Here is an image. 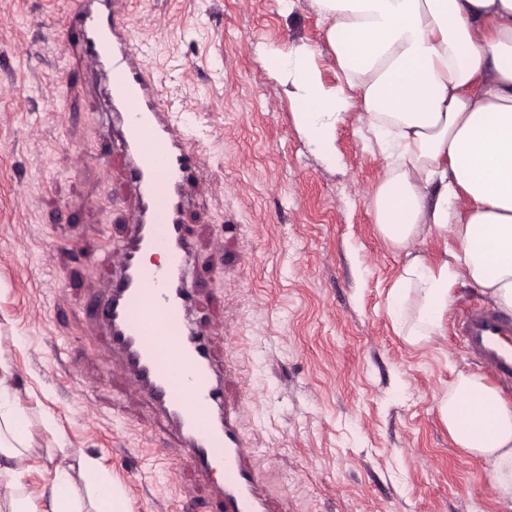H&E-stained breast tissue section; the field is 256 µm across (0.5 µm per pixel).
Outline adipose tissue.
Masks as SVG:
<instances>
[{
  "label": "adipose tissue",
  "instance_id": "1",
  "mask_svg": "<svg viewBox=\"0 0 512 512\" xmlns=\"http://www.w3.org/2000/svg\"><path fill=\"white\" fill-rule=\"evenodd\" d=\"M311 3L327 22L336 84L323 81L317 50L265 55L298 134L337 164V125L359 109L366 147L387 162L371 198L382 237L398 249L433 236L451 243L439 261L417 254L404 262L387 297L393 328L410 344L433 342L460 280L512 313V0ZM14 379L0 354V512H125L101 464L62 447L48 449L55 465L44 469L41 490L31 489L35 441ZM440 414L512 508V405L482 375L461 371Z\"/></svg>",
  "mask_w": 512,
  "mask_h": 512
}]
</instances>
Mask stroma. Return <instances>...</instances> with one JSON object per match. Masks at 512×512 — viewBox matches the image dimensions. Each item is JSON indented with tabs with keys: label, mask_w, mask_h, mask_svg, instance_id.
I'll use <instances>...</instances> for the list:
<instances>
[{
	"label": "stroma",
	"mask_w": 512,
	"mask_h": 512,
	"mask_svg": "<svg viewBox=\"0 0 512 512\" xmlns=\"http://www.w3.org/2000/svg\"><path fill=\"white\" fill-rule=\"evenodd\" d=\"M69 0H0V353L13 366L37 455L98 458L127 512H217L171 428L128 390L90 300L104 296L110 243L135 205L99 88L60 46ZM149 65L205 158L185 222L194 239L193 318L214 358L236 364L224 402L269 448L271 512H506L479 457L439 404L456 372L478 371L451 315L487 306L452 290L441 336L393 329L387 292L405 261L379 234L371 195L385 160L363 148L359 114L336 130L339 164L300 138L268 49L321 50L310 0H130ZM54 419L55 431L45 427Z\"/></svg>",
	"instance_id": "stroma-1"
}]
</instances>
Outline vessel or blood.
Masks as SVG:
<instances>
[{
    "instance_id": "1",
    "label": "vessel or blood",
    "mask_w": 512,
    "mask_h": 512,
    "mask_svg": "<svg viewBox=\"0 0 512 512\" xmlns=\"http://www.w3.org/2000/svg\"><path fill=\"white\" fill-rule=\"evenodd\" d=\"M62 41L81 48L84 83L102 88L138 203L95 318L123 358L130 391L178 431L184 461L213 484L223 512H269L261 451L242 439L240 410L225 409L227 372L215 363L205 329L190 319L192 241L183 216L202 163L197 141L146 63L127 0H76ZM149 253L164 263L146 265ZM457 332L485 371L512 384V317L474 308L459 317Z\"/></svg>"
}]
</instances>
